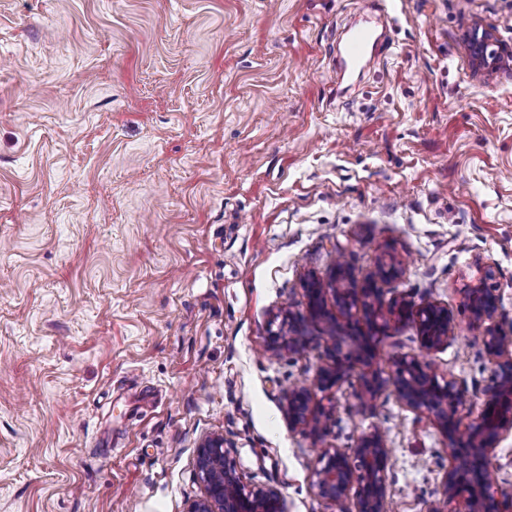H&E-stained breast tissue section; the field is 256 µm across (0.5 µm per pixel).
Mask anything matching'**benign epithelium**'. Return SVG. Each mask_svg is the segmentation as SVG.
<instances>
[{"mask_svg": "<svg viewBox=\"0 0 512 512\" xmlns=\"http://www.w3.org/2000/svg\"><path fill=\"white\" fill-rule=\"evenodd\" d=\"M468 50L478 67L495 70L512 59V47L492 40L485 29L467 34ZM398 275L393 263L383 261L359 279L345 265L336 266L332 280L312 279L307 288L306 315L328 324L325 336L287 335L285 327L296 313L280 310L278 330L270 332L267 350L286 349L301 354L322 349V364L311 384L294 383L283 393L288 424L317 438L322 419L312 408L314 392L338 391L351 378L355 365L373 357V337L363 335L353 318L365 314L375 332L390 325L412 323L423 349L438 350L452 339L453 320L448 307L438 301L414 303L404 296L386 298L382 284ZM332 291L338 315L326 309V293ZM464 306L472 322L482 328L481 345L490 370L479 415L463 424L459 408L465 404V387L452 378L425 368L415 355L397 361L393 375L378 372L360 377L361 404L367 405L386 391L412 412L425 414L448 440L449 464L441 483V498L429 512H512V483L500 477L502 466L492 459L499 443L512 434V332L494 321L498 310L497 289L480 283L462 289ZM391 451L384 432L373 428L353 448H320L311 471L310 486L325 505V512H385L387 473ZM196 473L201 495L187 512H287L281 490L271 484L246 480L222 435L202 440L197 449Z\"/></svg>", "mask_w": 512, "mask_h": 512, "instance_id": "benign-epithelium-1", "label": "benign epithelium"}]
</instances>
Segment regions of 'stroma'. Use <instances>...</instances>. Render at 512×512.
I'll use <instances>...</instances> for the list:
<instances>
[{
  "label": "stroma",
  "mask_w": 512,
  "mask_h": 512,
  "mask_svg": "<svg viewBox=\"0 0 512 512\" xmlns=\"http://www.w3.org/2000/svg\"><path fill=\"white\" fill-rule=\"evenodd\" d=\"M0 0V512H186L196 449L224 435L288 512H324L281 391L319 350L266 353L337 260L395 262L396 296L454 337L388 328L323 441L381 428L386 512H428L434 421L359 377L413 354L468 390L489 365L461 291L512 329V71L478 74L473 23L512 45V0ZM387 47L348 78L347 31Z\"/></svg>",
  "instance_id": "obj_1"
}]
</instances>
